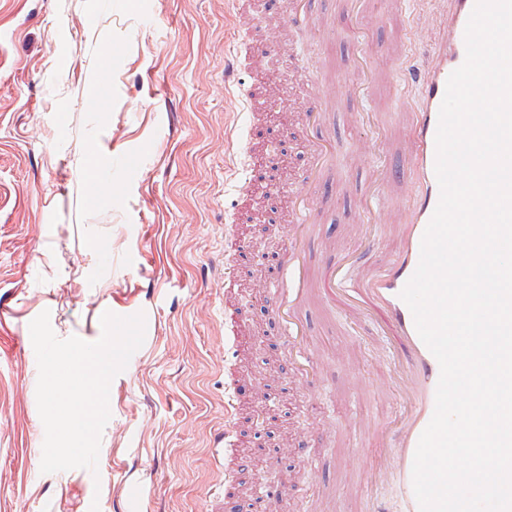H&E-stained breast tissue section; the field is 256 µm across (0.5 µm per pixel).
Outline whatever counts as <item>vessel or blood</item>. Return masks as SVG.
Wrapping results in <instances>:
<instances>
[{
	"mask_svg": "<svg viewBox=\"0 0 512 512\" xmlns=\"http://www.w3.org/2000/svg\"><path fill=\"white\" fill-rule=\"evenodd\" d=\"M475 3L476 0H454L447 46L439 52L430 70L414 67L403 70L405 83L418 85L421 95L415 105L408 108L402 128L403 135L412 145L407 164L411 189L400 205L405 217L400 226L402 237L395 257L384 270H373L371 253H364L356 260L363 270L358 289L383 314L384 322L395 333L405 358L402 375L397 382L405 397V414L394 442L389 445V453L378 455L371 464L377 478L391 473L398 476L403 489V512H419L412 485L413 460L419 438L434 412L440 367L419 337L412 313L400 293L418 266L421 239L439 201L440 189L435 174L439 109L449 75L465 60V28ZM262 48V40L247 36L225 51L224 85L245 105L240 125L227 137L228 144L232 146L244 139L259 118L257 89L253 83L241 78L240 73L243 56L258 53ZM304 118L303 130L308 142L307 168L311 177L300 180L294 200L288 207V243L280 257L277 285L269 309L276 318L280 317L282 306L298 309L309 293L305 245L323 205L319 194L320 178L327 166L329 153L326 149L325 110L321 101H313ZM238 353L237 318L228 312L224 315L225 361H234Z\"/></svg>",
	"mask_w": 512,
	"mask_h": 512,
	"instance_id": "1",
	"label": "vessel or blood"
}]
</instances>
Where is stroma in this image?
Masks as SVG:
<instances>
[{
    "instance_id": "obj_1",
    "label": "stroma",
    "mask_w": 512,
    "mask_h": 512,
    "mask_svg": "<svg viewBox=\"0 0 512 512\" xmlns=\"http://www.w3.org/2000/svg\"><path fill=\"white\" fill-rule=\"evenodd\" d=\"M448 0H408L405 16L322 0L333 39L295 33L257 0L238 19L226 0H0V512H204L224 490V302L247 319L237 364L236 430L247 459L239 512H266L267 480L293 493L281 512H353L366 496L400 512L396 485L367 470L376 437L404 411L388 367L401 357L376 318H350L346 294L302 311L319 369L295 380L268 312L275 267L256 262L259 223L286 228L307 151L296 124L303 71L319 74L333 138L307 262L314 279L364 247L382 267L399 244L393 217L365 208L378 167H403L398 59L429 65ZM273 52L249 67L288 106L261 108L257 140L285 138L276 174L254 178L234 219L226 131L238 104L224 89V53L242 27ZM380 82L372 84V67ZM107 108H100L101 99ZM142 153L137 177L110 171L89 198L94 155ZM244 242L224 263V224ZM239 285H224L225 272ZM144 313L143 345L109 393L96 470H40L45 430L29 324L49 311L58 338L100 339L101 309ZM266 407L269 427L247 413Z\"/></svg>"
}]
</instances>
